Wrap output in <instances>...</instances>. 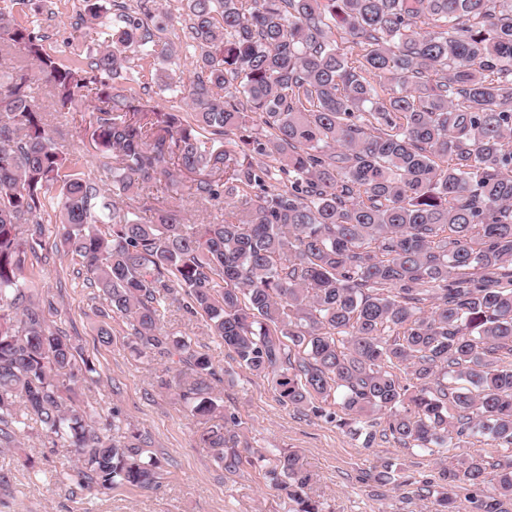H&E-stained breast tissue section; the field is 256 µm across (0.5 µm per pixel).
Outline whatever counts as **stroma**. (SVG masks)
<instances>
[{"label":"stroma","mask_w":512,"mask_h":512,"mask_svg":"<svg viewBox=\"0 0 512 512\" xmlns=\"http://www.w3.org/2000/svg\"><path fill=\"white\" fill-rule=\"evenodd\" d=\"M148 8L153 23L163 25V38L178 49L177 57L165 62V69L174 80L188 81L195 68V51L191 21L180 0H150ZM15 16L41 37L49 53L61 59L83 60L95 52L84 0H26ZM112 85L116 93L132 94L163 112L189 110L185 100L153 83L133 85L118 78ZM37 97L64 153L84 154L87 173L98 177L89 138L96 105L93 93L85 92L82 101L66 112L53 110L45 86H38ZM174 204L180 205L191 224L224 217L221 210L204 208L190 198L178 203L161 191L142 192L131 202L142 210ZM77 270L70 256L51 249L42 252L25 276L29 286L51 302L56 326L93 360L96 375L87 393L89 404L102 417L119 414L132 430L150 440L160 462L161 483L149 491L119 486L103 494L84 488L78 483V467L70 450L47 440L39 425L33 424L26 435L0 448V474L6 477L0 483V512H288V500L270 483L264 464L253 462L257 450L269 455L299 452L315 477L313 493L324 512H436L435 498L423 491V484L436 480L444 464L494 451L490 439L479 434L449 449L443 459L382 436V424H375L377 436L369 442L310 409L281 404L268 379L240 368L223 342L209 335L204 319H188L173 307L165 314L164 330L189 336L198 350L213 357L221 377L218 390L224 413L240 422L235 449L244 463L240 470L226 471L212 451L199 444L197 426L183 400L160 388L164 360L133 351L128 321L117 315L103 318ZM103 324L111 330V341L105 345L97 336ZM387 462L406 478V485L378 481L377 474Z\"/></svg>","instance_id":"35a3bbf8"}]
</instances>
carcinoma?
Here are the masks:
<instances>
[{"mask_svg": "<svg viewBox=\"0 0 512 512\" xmlns=\"http://www.w3.org/2000/svg\"><path fill=\"white\" fill-rule=\"evenodd\" d=\"M85 2L97 49L83 66L0 7V47L34 62L56 110L95 90L101 173L64 156L31 78L0 71V441L33 421L71 449L81 486L159 487L148 438L104 433L78 398L93 362L27 286L51 213L53 246L128 320L134 348L166 359L162 384L224 468L240 464L224 451L237 419L224 418L212 357L162 331L175 304L271 379L279 402L323 416L315 402L338 399L340 426L368 442L383 415L406 448L440 454L480 433L512 451V0H186L198 71L183 88L155 74L187 95L186 117L112 92L132 57L176 49L144 20L108 21ZM236 132L250 152L223 145ZM173 165L198 175L188 191L199 203L224 204L222 222L186 224L174 206L147 220L104 202L174 182ZM266 475L292 512H322L299 454L279 453ZM426 488L438 512H458L461 489L470 512H512V458L472 455Z\"/></svg>", "mask_w": 512, "mask_h": 512, "instance_id": "1", "label": "carcinoma"}]
</instances>
